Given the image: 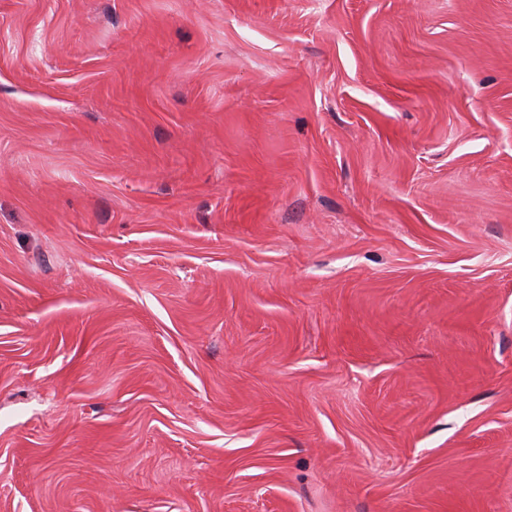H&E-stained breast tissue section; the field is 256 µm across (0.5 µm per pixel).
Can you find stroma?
Instances as JSON below:
<instances>
[{
	"label": "stroma",
	"instance_id": "35a3bbf8",
	"mask_svg": "<svg viewBox=\"0 0 512 512\" xmlns=\"http://www.w3.org/2000/svg\"><path fill=\"white\" fill-rule=\"evenodd\" d=\"M0 512H512V0H0Z\"/></svg>",
	"mask_w": 512,
	"mask_h": 512
}]
</instances>
